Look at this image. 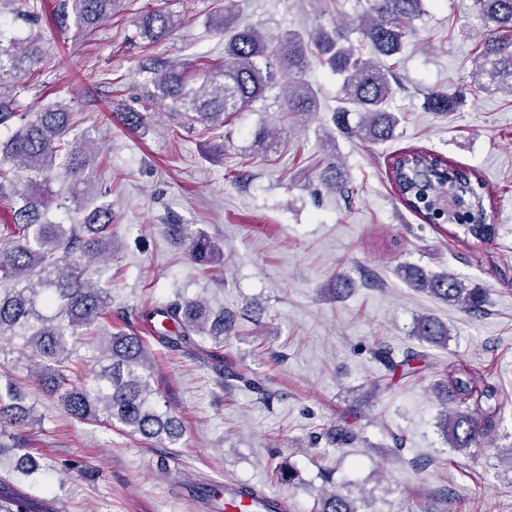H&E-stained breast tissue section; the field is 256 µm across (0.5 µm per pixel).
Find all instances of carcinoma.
Wrapping results in <instances>:
<instances>
[{"mask_svg":"<svg viewBox=\"0 0 512 512\" xmlns=\"http://www.w3.org/2000/svg\"><path fill=\"white\" fill-rule=\"evenodd\" d=\"M126 0H67L76 23L90 35L124 7ZM423 0H368V9L360 19V30L371 55L346 44L341 26L319 29L313 37L318 58L343 77L344 103L362 113L358 126L345 121L347 109L338 111L335 125L346 134L369 143L394 137L398 116L389 109L397 81L392 67L381 58L401 54L405 38L412 33L413 22L422 13ZM486 29V39L474 59V94L501 90L512 93V0H473ZM237 0H224V13L212 20L224 29V59L208 64L199 73L201 83L193 88L188 76L169 67L154 77V96L171 101L172 111L189 116L209 127H220L237 112H245L279 84L288 82V92L281 101V111H315L316 91L305 79L309 65L307 43L295 35L283 36L270 47L258 25L237 23ZM173 15L149 11L137 20L138 35L150 42L167 39L176 29ZM9 66L0 63V125L18 119L22 125L0 145V205L12 216L4 225L6 246L0 249V281L13 283L0 289V343L22 342L38 360L36 380L61 401L72 417L106 425L145 439L173 442L180 438V423L161 413L144 375L151 365L149 347L134 332L107 336L106 344L89 385H68L63 373L68 360L67 338L96 328L112 306L110 291L86 277L92 260L102 256L112 242V206L99 204L102 193L87 177L94 167L92 150L87 143L68 138L72 113L62 103H54L26 119L20 103L6 91L10 79L33 71L40 61L33 46L20 49L14 44L0 51ZM462 104L461 97L450 91L426 92L424 105L430 112L447 113ZM446 166L455 171L456 185L466 206L453 216L438 217L424 200L438 196L447 185L430 176V171ZM53 170L62 171L71 182L70 201L77 212L85 213L82 224H54L47 220L51 190L45 179ZM26 174L31 190L19 194L7 191L10 173ZM398 191L414 211L429 224H448L464 235L484 242L496 233L487 207L484 182L470 168H456L435 155L404 157L392 169ZM167 233L186 246L189 255L203 265L224 264V249L202 235L187 230L183 224L166 225ZM405 277L434 298L452 302L470 312L482 310L486 295L480 288H470L457 277H428L420 269L403 267ZM159 317L156 339L171 351L199 350L218 365L224 361L221 344L231 329L224 313L212 314L198 300L175 299L156 308ZM415 334L421 340L440 344L448 341V327L434 318L423 316L417 321ZM210 336L215 344L204 349L197 338ZM474 377L460 371L452 377L451 390L465 401L473 393ZM487 406L473 410L444 413L442 424L448 442L459 450L476 442L477 436L496 426L500 412L497 392H483ZM20 387L8 378L0 382V428H20L33 424V409L17 403ZM11 449L19 454L18 462L0 476V512H58L52 498H36L25 482L37 469L25 452V445L0 442V457ZM319 512H358L353 501L333 490L320 502Z\"/></svg>","mask_w":512,"mask_h":512,"instance_id":"carcinoma-1","label":"carcinoma"}]
</instances>
